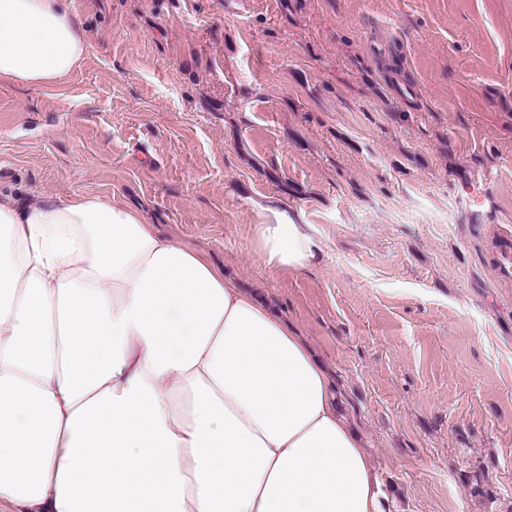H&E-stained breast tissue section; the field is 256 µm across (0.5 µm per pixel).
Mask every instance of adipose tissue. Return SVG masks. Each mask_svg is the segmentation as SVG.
Masks as SVG:
<instances>
[{
	"instance_id": "1",
	"label": "adipose tissue",
	"mask_w": 512,
	"mask_h": 512,
	"mask_svg": "<svg viewBox=\"0 0 512 512\" xmlns=\"http://www.w3.org/2000/svg\"><path fill=\"white\" fill-rule=\"evenodd\" d=\"M88 46L64 0H0V82ZM314 243L278 214L260 260ZM0 512H383L373 464L294 330L135 210L0 193Z\"/></svg>"
}]
</instances>
